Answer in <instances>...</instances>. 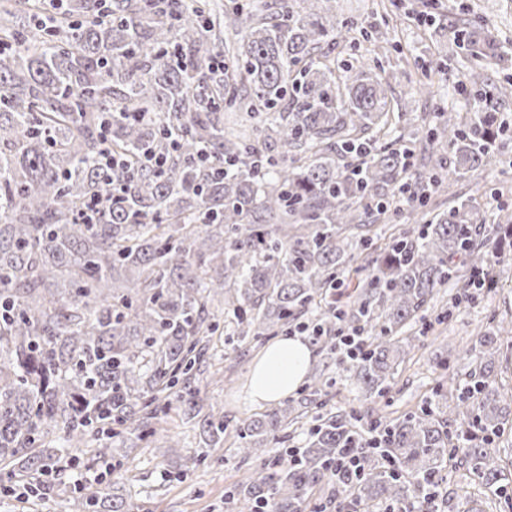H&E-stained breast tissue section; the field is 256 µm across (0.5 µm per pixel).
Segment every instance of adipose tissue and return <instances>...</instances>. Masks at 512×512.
<instances>
[{
    "label": "adipose tissue",
    "instance_id": "1",
    "mask_svg": "<svg viewBox=\"0 0 512 512\" xmlns=\"http://www.w3.org/2000/svg\"><path fill=\"white\" fill-rule=\"evenodd\" d=\"M312 354L308 342L298 336L271 344L251 371L250 401L270 403L287 397L302 382Z\"/></svg>",
    "mask_w": 512,
    "mask_h": 512
}]
</instances>
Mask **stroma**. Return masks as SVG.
Returning a JSON list of instances; mask_svg holds the SVG:
<instances>
[{
    "label": "stroma",
    "instance_id": "1",
    "mask_svg": "<svg viewBox=\"0 0 512 512\" xmlns=\"http://www.w3.org/2000/svg\"><path fill=\"white\" fill-rule=\"evenodd\" d=\"M455 5L471 6V19L491 30L500 43L512 42V0H453ZM391 45L374 51L372 43H362L359 52L376 57L385 73H397L391 84L392 104L403 112L407 121L415 126L433 122L434 106L419 98L409 80L418 67L450 64L452 69L467 67L464 53L449 38L443 26L428 29L413 23L399 25L389 35ZM416 46L415 56L404 55L407 46ZM507 126L497 143V160L487 169L468 175L453 183L451 190L462 197L474 199L476 209L483 215L487 227H495L501 201L512 202V103L501 111ZM489 248L497 250L499 262L495 272L500 278L498 288L478 301L463 305L449 322L437 326L434 333L420 337L395 376L393 388L385 397H366L345 389L349 359L342 353L330 352L320 344H313L310 372L326 380L325 407L309 406V416L319 410L344 412L360 409L363 419L379 415L391 418L416 409L431 394L439 371L438 360H446L448 372L459 386H466L470 374L477 366L475 360L463 358L461 351L470 344L492 316H512V247L490 235ZM262 352L251 339L234 335L225 329L214 336L210 351L209 372L197 375L194 381L205 404L222 409L225 418L237 419L267 411L264 403L247 399L249 375L255 360ZM167 435L158 436L157 444L164 446L165 455H155L153 447L145 443L110 442L111 455L123 458L121 469L106 472L104 464L80 462L69 469L64 480L74 484L86 473L96 472L102 485L120 480L126 490L130 512H236L224 502L227 489L240 481L249 464L241 462L232 442H225L219 454L223 461L217 466L193 467L199 454V436L194 425L185 423L180 416L171 415ZM156 444V445H157ZM187 471L188 476L176 480L175 474ZM484 502L486 512H503L497 500L485 499L477 480L461 478L449 471L439 500V512H469L473 502Z\"/></svg>",
    "mask_w": 512,
    "mask_h": 512
}]
</instances>
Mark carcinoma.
<instances>
[{"mask_svg": "<svg viewBox=\"0 0 512 512\" xmlns=\"http://www.w3.org/2000/svg\"><path fill=\"white\" fill-rule=\"evenodd\" d=\"M448 33L472 59L460 102L429 72L414 81L437 104L420 136L397 134L389 78L333 53L387 32L354 31L330 0H250L228 13L212 0H40L0 5V465L51 494L59 475L102 439L147 441L171 411L198 425L199 461L233 435L254 466L225 493L248 512H303L329 492L337 512L432 505L448 465L493 497L512 484L495 441L512 432V395L492 375L512 346V321L491 318L464 351L478 375L438 383L416 411L370 423L327 413L288 463L268 457L322 396L238 419L204 404L193 385L218 315L255 341L316 315V340L341 328L368 342L346 381L386 396L415 347L413 326L448 284L473 299L494 255L469 200L445 207L449 177L485 168L512 83L489 30L457 15ZM469 114L462 122L460 113ZM152 113V119L143 114ZM135 163L104 171L102 148ZM208 159L200 163L198 149ZM164 161L157 172L148 159ZM127 191L117 199L105 183ZM410 188L420 226L376 245L394 200ZM98 203L97 223L80 211ZM357 282L344 276L355 261ZM356 451L360 468L334 473ZM71 512L97 494L69 489Z\"/></svg>", "mask_w": 512, "mask_h": 512, "instance_id": "cac0c4a2", "label": "carcinoma"}]
</instances>
